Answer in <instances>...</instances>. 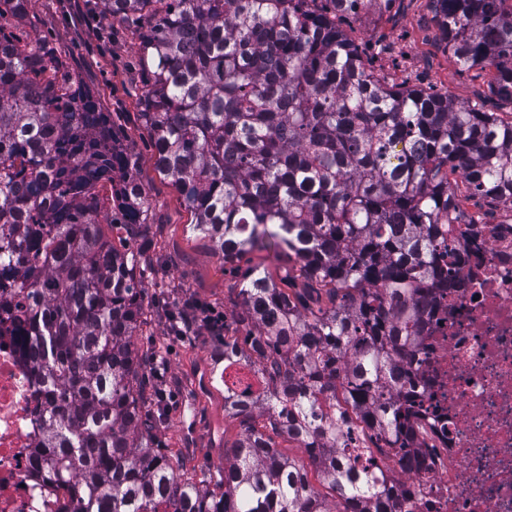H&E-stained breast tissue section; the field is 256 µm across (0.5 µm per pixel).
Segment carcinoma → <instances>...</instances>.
<instances>
[{
  "label": "carcinoma",
  "mask_w": 512,
  "mask_h": 512,
  "mask_svg": "<svg viewBox=\"0 0 512 512\" xmlns=\"http://www.w3.org/2000/svg\"><path fill=\"white\" fill-rule=\"evenodd\" d=\"M28 2L0 0V321L42 356L36 463L77 512H399L396 469L425 443L410 369L466 262L448 225L480 234L463 198L512 204V121L365 64L340 23L395 0H98L139 34L138 118L190 229L226 264L288 257L280 280L254 266L239 284L216 355L241 434L206 485L158 438L165 388L133 342L154 264L138 157L25 29ZM433 2L455 62L512 103L503 0Z\"/></svg>",
  "instance_id": "carcinoma-1"
}]
</instances>
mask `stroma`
<instances>
[{
	"label": "stroma",
	"instance_id": "35a3bbf8",
	"mask_svg": "<svg viewBox=\"0 0 512 512\" xmlns=\"http://www.w3.org/2000/svg\"><path fill=\"white\" fill-rule=\"evenodd\" d=\"M97 0H29L26 29L48 37L84 83L98 91L103 111L122 130L138 155V178L150 201L152 250L156 272L149 333L136 337L139 351L152 350L165 364L170 389V420L160 440L183 449L211 478L224 467V448L238 439L237 420L224 414V387L212 364L215 338L206 323L188 335H173L168 312L194 314L205 308L213 317L231 319L238 302L241 272L266 268L273 277L284 262L273 252L253 251L237 265L222 264L211 243L189 232L192 220L180 195L154 167L151 134L137 118L144 65L134 31L125 22L102 15ZM350 33L373 66H384L395 80L433 87L454 101H477L486 111L512 120V103L489 89V75L456 65L433 21L432 0H396L389 12H361L348 18Z\"/></svg>",
	"mask_w": 512,
	"mask_h": 512
}]
</instances>
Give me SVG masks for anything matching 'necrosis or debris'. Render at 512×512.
I'll return each instance as SVG.
<instances>
[{
    "mask_svg": "<svg viewBox=\"0 0 512 512\" xmlns=\"http://www.w3.org/2000/svg\"><path fill=\"white\" fill-rule=\"evenodd\" d=\"M470 252L459 287L437 296L413 379L432 446L408 481L401 512H512V219L479 237L454 225ZM30 340L0 331V512H72L71 486L33 464L45 411Z\"/></svg>",
    "mask_w": 512,
    "mask_h": 512,
    "instance_id": "1",
    "label": "necrosis or debris"
}]
</instances>
